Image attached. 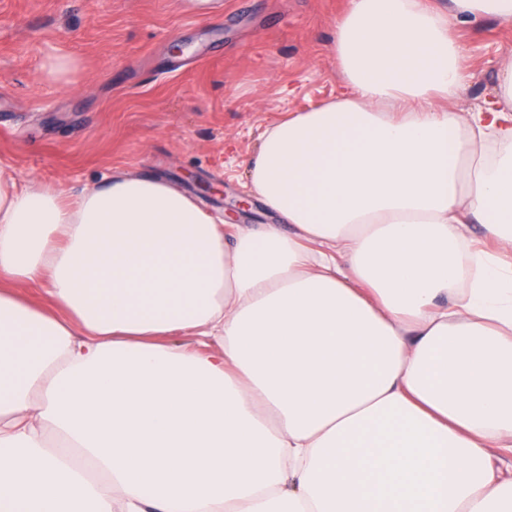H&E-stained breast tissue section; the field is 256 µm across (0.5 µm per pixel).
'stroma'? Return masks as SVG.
Listing matches in <instances>:
<instances>
[{
  "mask_svg": "<svg viewBox=\"0 0 512 512\" xmlns=\"http://www.w3.org/2000/svg\"><path fill=\"white\" fill-rule=\"evenodd\" d=\"M349 2L0 0V161L69 196L117 170L152 175L224 215L262 132L342 93L333 37ZM457 37L474 75L463 104H482L512 26ZM52 55L76 59L70 83L42 78Z\"/></svg>",
  "mask_w": 512,
  "mask_h": 512,
  "instance_id": "1",
  "label": "stroma"
}]
</instances>
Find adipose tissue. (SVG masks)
I'll list each match as a JSON object with an SVG mask.
<instances>
[{"label": "adipose tissue", "mask_w": 512, "mask_h": 512, "mask_svg": "<svg viewBox=\"0 0 512 512\" xmlns=\"http://www.w3.org/2000/svg\"><path fill=\"white\" fill-rule=\"evenodd\" d=\"M485 19L512 0H350L345 92L247 166L276 224L0 165V512H512V58L439 108Z\"/></svg>", "instance_id": "obj_1"}]
</instances>
